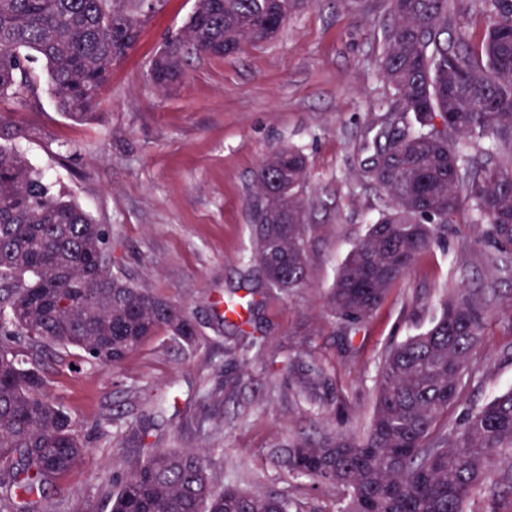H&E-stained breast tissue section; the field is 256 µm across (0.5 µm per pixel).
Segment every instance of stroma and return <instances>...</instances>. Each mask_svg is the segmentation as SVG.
<instances>
[{
	"label": "stroma",
	"mask_w": 512,
	"mask_h": 512,
	"mask_svg": "<svg viewBox=\"0 0 512 512\" xmlns=\"http://www.w3.org/2000/svg\"><path fill=\"white\" fill-rule=\"evenodd\" d=\"M194 4L157 0L88 118L57 111L39 62L28 106L0 103V144L105 226L113 269L184 305L199 329L194 348L162 334L107 371L75 354L61 366L54 350L34 352L88 448L49 489L47 512H108L101 485L145 448L203 449L215 488L276 491L298 512H336L341 491L311 490L275 466L271 449L300 436L363 434L387 350L428 328L446 294L495 291L449 424L466 404L512 388V270L474 245L467 211L358 330L329 312L337 269L384 201L362 169L370 129L386 118L377 102L388 94L379 61L389 0H310L273 39L232 56H191L186 80L158 91L149 63ZM288 145L307 163V278L289 292L239 261L253 245L259 168ZM250 288L253 311L223 321L224 299ZM294 364L325 370L323 409L296 396Z\"/></svg>",
	"instance_id": "35a3bbf8"
}]
</instances>
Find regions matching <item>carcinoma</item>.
I'll use <instances>...</instances> for the list:
<instances>
[{
  "mask_svg": "<svg viewBox=\"0 0 512 512\" xmlns=\"http://www.w3.org/2000/svg\"><path fill=\"white\" fill-rule=\"evenodd\" d=\"M382 77L390 118L377 134L367 177L389 203L339 267L332 316L359 327L417 256L437 243L467 204L489 244L512 264V0H474L486 23L482 42L466 35L465 0H390ZM308 0H195L188 22L150 62L158 90L184 78L185 56L216 57L245 41L258 23L270 29ZM140 0H0V98L24 107L34 91L28 66L44 62L57 109L84 119L98 105L114 63L138 41ZM306 161L278 148L263 161L258 195L266 224L244 261L275 288L307 277ZM106 229L80 206L54 194L18 153L0 146V512H42L46 490L82 460L71 415L47 393V376L15 336L37 350L81 351L101 370L158 334L196 343L185 307L139 288L122 273L82 287L109 269ZM478 294L445 296L426 331L386 355L376 374L367 433L356 439H296L274 463L317 487L345 491L338 512H499L512 488V389L472 407L451 429L438 425L461 399L463 376L485 322ZM298 396L320 399L321 370L293 373ZM109 512H292L277 493L233 484L213 488L203 455L154 448L129 463L103 492Z\"/></svg>",
  "mask_w": 512,
  "mask_h": 512,
  "instance_id": "obj_1",
  "label": "carcinoma"
}]
</instances>
